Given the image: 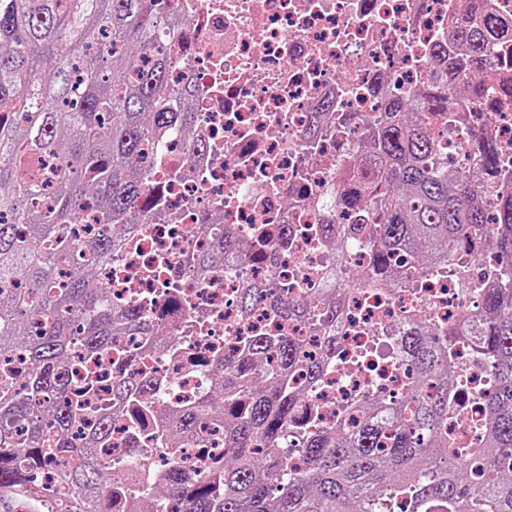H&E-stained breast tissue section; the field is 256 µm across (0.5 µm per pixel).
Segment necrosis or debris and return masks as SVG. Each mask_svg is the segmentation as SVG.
Listing matches in <instances>:
<instances>
[{
  "label": "necrosis or debris",
  "mask_w": 512,
  "mask_h": 512,
  "mask_svg": "<svg viewBox=\"0 0 512 512\" xmlns=\"http://www.w3.org/2000/svg\"><path fill=\"white\" fill-rule=\"evenodd\" d=\"M460 0H173L171 12L189 26V42L166 39L162 52L179 62L173 86L191 85V130L171 128L149 148L146 178L153 191L142 233L130 240L97 279L110 300L146 309L166 302L168 281L179 280L185 311L172 316L174 340L119 336L92 369L67 365L72 390L90 389L95 408H110L112 439L98 450L116 480L136 487L160 476L171 449L161 442L168 409L207 396L211 362L238 338L257 334L318 337L307 328L258 308L242 314L237 303L246 280L276 276L294 296H306L330 263L318 232L336 213L333 192L358 162L369 121L391 94L415 102L437 46L448 43V22ZM320 113L318 136L309 129ZM488 130L512 158V99L493 114L470 108L453 115L442 144L454 165L466 163L470 135ZM202 224L230 226L248 255L261 231L288 224L293 241L278 251L275 268L216 263L206 281L175 276L186 252L206 245ZM485 250L459 271L426 277L420 288L367 290L349 303V323L336 357L313 396L324 425L344 418L365 396H399L408 383L398 339L401 319L425 312L433 323L462 322L477 312L489 287L483 273L497 269ZM457 400L463 412L451 425L468 434L483 424L490 388L488 358L470 342L456 345ZM156 377L155 419L136 431L128 409L109 392L116 362Z\"/></svg>",
  "instance_id": "4bbe7bcc"
}]
</instances>
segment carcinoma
Wrapping results in <instances>:
<instances>
[{
	"label": "carcinoma",
	"instance_id": "obj_1",
	"mask_svg": "<svg viewBox=\"0 0 512 512\" xmlns=\"http://www.w3.org/2000/svg\"><path fill=\"white\" fill-rule=\"evenodd\" d=\"M173 33L159 0H0V358L21 350L31 365L22 382L0 369V512L17 501L40 505L34 476L45 469L67 488L57 512H112L113 501L134 495L138 512H151L148 494L112 479L96 452L112 439L111 414L73 400L57 369L76 335L84 362L112 349L120 331L172 336L141 308L109 303L91 276L138 232L147 181L132 167L163 130L195 122L196 113L181 111L191 86H169L175 62L155 48ZM494 36L512 39V24L471 9L452 25L453 50L435 52L420 107L389 101L362 164L336 189L351 222L322 229L337 254L323 285L304 298L272 277L241 290L243 313L271 303L283 319L320 332L322 348L313 355L298 336L259 335L224 348L219 394L172 411L176 427L165 434L179 448L199 442L212 421L224 426L223 460L189 470L175 459L160 476L180 512H512V472L501 470L512 463V191L482 205L492 185H512V161L476 132L469 162L450 171L430 133L451 109L486 106ZM42 157L62 159L67 172L47 183ZM91 206L105 230L79 237L75 225ZM356 226L368 264L344 279ZM489 247L504 269L484 289L473 332L494 382L479 434L442 431L461 415L454 346L468 332L417 313L400 337L410 376L401 400L365 398L354 406L358 421L319 425L307 406L344 322L345 295L415 288ZM219 259L244 263L229 233L194 251L189 273L203 279ZM155 382L119 370L112 399L139 420L151 413ZM79 421L88 426L83 447L74 442ZM293 438L297 468L281 452Z\"/></svg>",
	"mask_w": 512,
	"mask_h": 512
}]
</instances>
